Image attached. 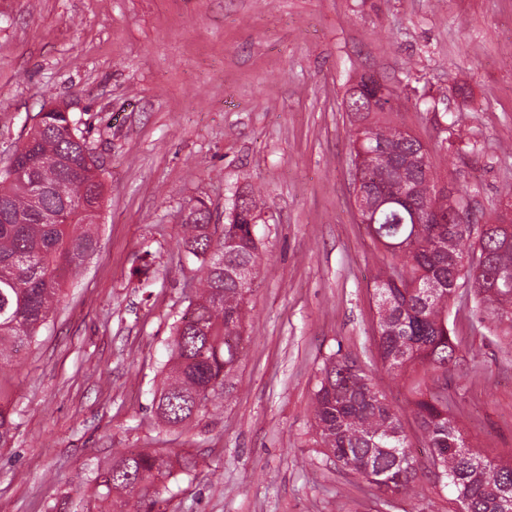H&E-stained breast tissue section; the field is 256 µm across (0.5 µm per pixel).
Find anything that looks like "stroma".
<instances>
[{"label":"stroma","mask_w":512,"mask_h":512,"mask_svg":"<svg viewBox=\"0 0 512 512\" xmlns=\"http://www.w3.org/2000/svg\"><path fill=\"white\" fill-rule=\"evenodd\" d=\"M400 99L474 219L512 212V0H0V170L47 106L67 107L101 164L99 244L54 317L0 368L12 414L0 512H86L78 480L114 454L193 455L168 512H448L421 476L386 497L316 443L312 401L350 355L427 448L404 380L379 359L374 278L358 221L346 98L361 76ZM261 195V261L224 396L176 428L152 409L175 323L202 276L179 246L204 200L216 234L235 196ZM448 396L467 441L512 458V352L450 307Z\"/></svg>","instance_id":"obj_1"}]
</instances>
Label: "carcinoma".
<instances>
[{
	"label": "carcinoma",
	"mask_w": 512,
	"mask_h": 512,
	"mask_svg": "<svg viewBox=\"0 0 512 512\" xmlns=\"http://www.w3.org/2000/svg\"><path fill=\"white\" fill-rule=\"evenodd\" d=\"M22 174L0 173V369L30 346L61 303L65 282L98 245L95 214L104 183L87 137L67 112H43L16 157ZM361 186L403 184L417 205L429 203L442 223L431 224L401 202L378 205L367 225L373 244L390 256L374 288L377 346L383 365L404 377L411 411L429 448L430 473L450 488L460 512H512V459L483 455L451 415L448 394L427 393L431 374L448 372L457 346L448 307L460 289L480 278L473 313L512 342V218L486 225L450 224L463 198L437 185L441 176L423 142L386 120L357 130L353 140ZM182 224L185 251L205 265L190 313L174 326L163 386L153 399L156 417L177 427L224 394V376L240 354L247 295L260 260L250 221L261 219L252 192L242 217L224 224L214 240L202 199L191 200ZM313 415L323 447L342 468L392 495L414 494L418 464L398 412L348 356H333L320 370ZM15 424L0 405V447ZM195 467L189 458L157 451L124 452L93 479L94 512H155L175 471Z\"/></svg>",
	"instance_id": "obj_1"
}]
</instances>
